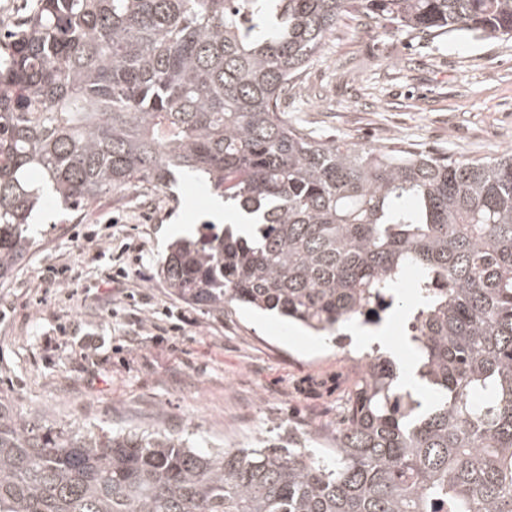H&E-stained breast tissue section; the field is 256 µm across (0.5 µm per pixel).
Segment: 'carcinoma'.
<instances>
[{"instance_id":"carcinoma-1","label":"carcinoma","mask_w":512,"mask_h":512,"mask_svg":"<svg viewBox=\"0 0 512 512\" xmlns=\"http://www.w3.org/2000/svg\"><path fill=\"white\" fill-rule=\"evenodd\" d=\"M0 48V280L44 195L80 210L195 177L256 232L169 245L175 298L315 333L377 323L414 268L426 388L362 354L320 456L163 429L38 426L0 405V512H512V153L319 141L288 85L346 17L512 39V0H35Z\"/></svg>"}]
</instances>
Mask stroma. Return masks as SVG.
Returning <instances> with one entry per match:
<instances>
[{
	"label": "stroma",
	"mask_w": 512,
	"mask_h": 512,
	"mask_svg": "<svg viewBox=\"0 0 512 512\" xmlns=\"http://www.w3.org/2000/svg\"><path fill=\"white\" fill-rule=\"evenodd\" d=\"M286 104L325 140L461 160L512 151V40L392 33L350 16ZM216 201L182 178L78 212L46 197L39 247L0 282V405L42 425L160 427L213 446L334 436L360 346L237 308L208 314L160 279L177 226L200 231ZM120 267L125 280L111 283Z\"/></svg>",
	"instance_id": "obj_1"
}]
</instances>
